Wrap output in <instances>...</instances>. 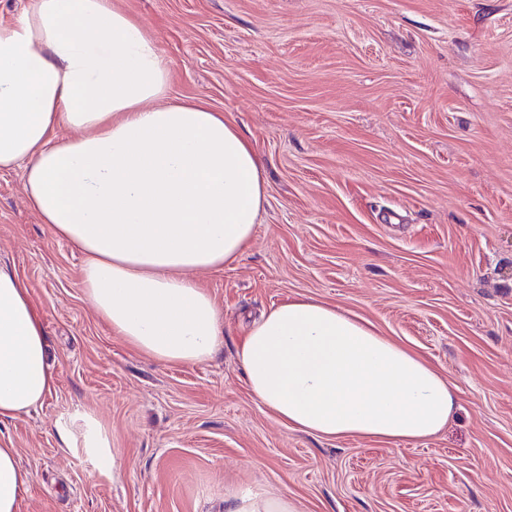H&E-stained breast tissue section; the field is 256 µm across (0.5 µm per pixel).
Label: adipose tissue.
<instances>
[{
	"label": "adipose tissue",
	"mask_w": 512,
	"mask_h": 512,
	"mask_svg": "<svg viewBox=\"0 0 512 512\" xmlns=\"http://www.w3.org/2000/svg\"><path fill=\"white\" fill-rule=\"evenodd\" d=\"M170 82L153 36L115 0H28L0 21V172L22 169L31 209L83 254L85 299L113 336L165 365L200 364L224 344V310L190 273L239 261L266 177L231 118L171 100ZM239 358L258 403L315 437L428 439L455 404L422 357L314 298L273 307ZM55 382L30 289L0 263V421L29 415ZM56 427L65 447L111 460L93 413ZM31 482L0 445V512H21ZM224 512L297 510L285 494L229 491Z\"/></svg>",
	"instance_id": "ef3b65f1"
}]
</instances>
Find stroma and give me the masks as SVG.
Masks as SVG:
<instances>
[{"label":"stroma","mask_w":512,"mask_h":512,"mask_svg":"<svg viewBox=\"0 0 512 512\" xmlns=\"http://www.w3.org/2000/svg\"><path fill=\"white\" fill-rule=\"evenodd\" d=\"M152 34L170 96L234 119L267 169L243 257L194 271L224 308L209 362L162 365L91 312L81 254L21 171L0 173V262L42 314L55 386L0 422L35 481L22 512H224V490L299 512H512V0H118ZM313 297L370 322L457 389L419 442L314 438L251 395L249 324ZM94 412L103 472L55 422Z\"/></svg>","instance_id":"35a3bbf8"}]
</instances>
